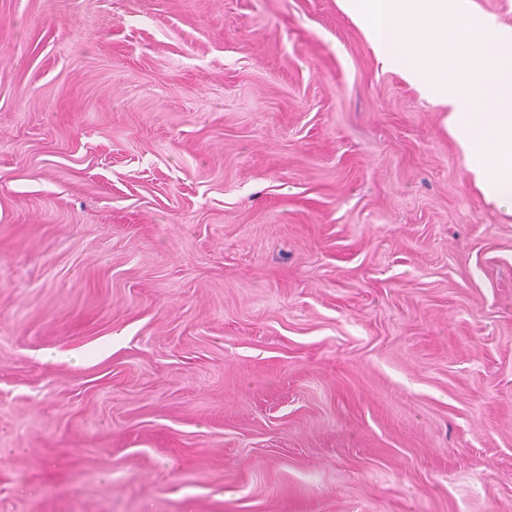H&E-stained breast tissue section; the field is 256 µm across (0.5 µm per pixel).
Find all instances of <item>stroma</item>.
I'll return each mask as SVG.
<instances>
[{
    "mask_svg": "<svg viewBox=\"0 0 512 512\" xmlns=\"http://www.w3.org/2000/svg\"><path fill=\"white\" fill-rule=\"evenodd\" d=\"M339 0H0V512H512V216Z\"/></svg>",
    "mask_w": 512,
    "mask_h": 512,
    "instance_id": "obj_1",
    "label": "stroma"
}]
</instances>
